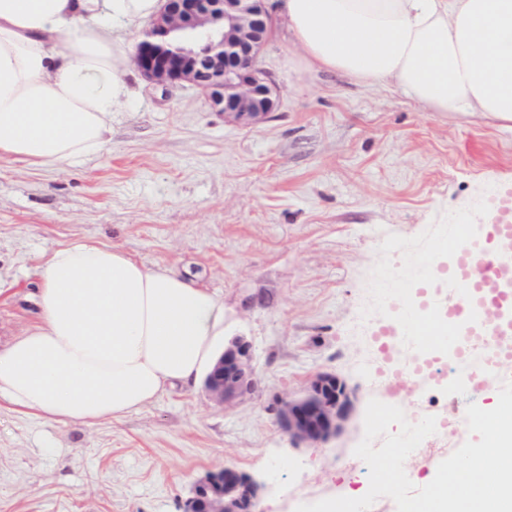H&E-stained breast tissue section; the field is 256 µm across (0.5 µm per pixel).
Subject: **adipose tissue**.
<instances>
[{
	"mask_svg": "<svg viewBox=\"0 0 512 512\" xmlns=\"http://www.w3.org/2000/svg\"><path fill=\"white\" fill-rule=\"evenodd\" d=\"M160 0H0V158L38 169L99 154L129 97L130 46L112 28ZM304 71L393 82L435 112L512 124V0H280ZM36 322L0 350V401L91 426L191 387L216 356L224 304L121 249L47 254Z\"/></svg>",
	"mask_w": 512,
	"mask_h": 512,
	"instance_id": "1",
	"label": "adipose tissue"
}]
</instances>
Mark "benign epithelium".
Instances as JSON below:
<instances>
[{
    "label": "benign epithelium",
    "instance_id": "1",
    "mask_svg": "<svg viewBox=\"0 0 512 512\" xmlns=\"http://www.w3.org/2000/svg\"><path fill=\"white\" fill-rule=\"evenodd\" d=\"M272 21L267 0H163L135 47L140 73L164 89L189 85L210 109L242 126L277 111L280 87L261 66ZM257 387L251 344L236 336L207 374L211 399L230 410ZM356 391L332 371L310 376L297 394L279 396L275 417L295 448H317L353 426ZM264 483L225 465L210 471L185 501L186 512H260Z\"/></svg>",
    "mask_w": 512,
    "mask_h": 512
}]
</instances>
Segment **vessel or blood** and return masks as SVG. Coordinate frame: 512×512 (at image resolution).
I'll return each mask as SVG.
<instances>
[{
	"mask_svg": "<svg viewBox=\"0 0 512 512\" xmlns=\"http://www.w3.org/2000/svg\"><path fill=\"white\" fill-rule=\"evenodd\" d=\"M470 236V225H460L455 240L439 243L435 248L439 255L455 251V265L438 271L431 267L426 270L427 275L455 280L462 290L449 307L446 323L432 328L431 333L462 356L469 344L456 326L458 317L477 320L488 315L492 323L488 339L497 346L493 362L507 369L512 367V350L505 346L512 336V266L506 263L507 255L512 253V219L500 217L487 224L479 242H471ZM466 239L471 242L467 248L462 245Z\"/></svg>",
	"mask_w": 512,
	"mask_h": 512,
	"instance_id": "vessel-or-blood-1",
	"label": "vessel or blood"
}]
</instances>
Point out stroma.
I'll use <instances>...</instances> for the list:
<instances>
[{
	"instance_id": "1",
	"label": "stroma",
	"mask_w": 512,
	"mask_h": 512,
	"mask_svg": "<svg viewBox=\"0 0 512 512\" xmlns=\"http://www.w3.org/2000/svg\"><path fill=\"white\" fill-rule=\"evenodd\" d=\"M277 26L262 65L281 87L267 122L244 128L191 87L162 91L139 72L112 115V139L76 166L0 159V348L31 325L43 254L78 240L173 269L224 303L226 339L253 345L259 382L233 410L204 382L92 426L0 406V512H182L208 471L262 476L263 512L366 494L336 461L364 434L390 362L373 333L396 324L378 294L438 225L484 228L512 208V127L434 112L394 84L299 72ZM319 370L357 393L350 432L295 448L272 411Z\"/></svg>"
}]
</instances>
